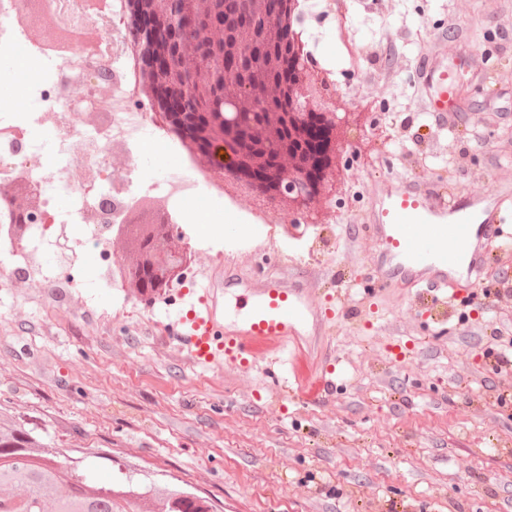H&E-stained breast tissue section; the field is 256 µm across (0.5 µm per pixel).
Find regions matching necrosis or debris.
<instances>
[{"instance_id": "4bbe7bcc", "label": "necrosis or debris", "mask_w": 512, "mask_h": 512, "mask_svg": "<svg viewBox=\"0 0 512 512\" xmlns=\"http://www.w3.org/2000/svg\"><path fill=\"white\" fill-rule=\"evenodd\" d=\"M23 0H0V55L24 56L39 64L37 76L28 83L23 96L0 100V130L15 128L24 121L28 133L19 140L0 137V180L11 176L24 180H45V198L53 200L58 189L70 191L74 202L69 209L52 214L53 225L64 229L73 224H87L86 216L98 211L102 199H109V221L123 223L128 212L138 208L145 196L163 192L170 201L167 218L170 224L191 223L197 211L211 208L249 225L259 232L265 224L263 208L257 202L225 192L224 182L199 169L193 158L185 154L179 142L156 125L147 105L136 102L121 105L109 102L110 119L106 126L89 130L74 121L68 110V92L77 82H90L102 76H114L126 66L125 60L110 55L84 54L80 43H72L58 52L53 39L33 40L18 11ZM37 98L41 111H27L28 98ZM50 117L57 133L56 154L48 156L31 131L43 117ZM158 142L174 156L177 165L165 185L145 180L139 170V157L145 143ZM82 237L73 239L65 260L42 269L39 286L49 287L60 278H76L75 261L79 250H97L106 286L117 287L123 279L119 238H105L96 225L87 224ZM48 227L31 224L23 246L0 257V288L11 287L34 267V258L53 250L54 240Z\"/></svg>"}]
</instances>
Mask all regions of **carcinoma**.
Wrapping results in <instances>:
<instances>
[{"mask_svg":"<svg viewBox=\"0 0 512 512\" xmlns=\"http://www.w3.org/2000/svg\"><path fill=\"white\" fill-rule=\"evenodd\" d=\"M54 447L37 439L22 423L0 433V488L19 489V498L0 495V512H145L152 489L123 490L90 485L82 474L66 491L60 490V471L51 462ZM156 512H217L213 501L181 489L165 491Z\"/></svg>","mask_w":512,"mask_h":512,"instance_id":"1","label":"carcinoma"}]
</instances>
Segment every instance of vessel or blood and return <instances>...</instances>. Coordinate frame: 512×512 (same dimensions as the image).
Returning <instances> with one entry per match:
<instances>
[{"label":"vessel or blood","instance_id":"1","mask_svg":"<svg viewBox=\"0 0 512 512\" xmlns=\"http://www.w3.org/2000/svg\"><path fill=\"white\" fill-rule=\"evenodd\" d=\"M419 76L423 81L426 109L454 112L460 91L448 85L445 56L422 59ZM444 186L410 181L389 193L367 219L368 231L380 242L385 254L396 257L392 267H376L374 286L363 298L340 288L336 298L323 310L318 333L332 335L338 314L358 322L373 314L376 289H413V304L425 308L429 318L447 320L446 290L459 283L456 269L467 264L469 274L482 276L491 267L493 242L502 237V226L512 220V187H499L480 206L460 208L447 205ZM322 269L302 273L281 271L275 276L246 282L244 302L232 327H223L210 293L179 309V336L191 355L202 364L223 358L225 364L248 369L264 366L271 379L282 382L284 391L303 392L310 370L326 364L325 356L307 349L299 341V323L304 310L316 302L314 285L325 280ZM293 351L284 361L285 351Z\"/></svg>","mask_w":512,"mask_h":512}]
</instances>
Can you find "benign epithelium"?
<instances>
[{
  "mask_svg": "<svg viewBox=\"0 0 512 512\" xmlns=\"http://www.w3.org/2000/svg\"><path fill=\"white\" fill-rule=\"evenodd\" d=\"M288 3V37L277 31L281 5ZM154 25L128 13L122 24L140 49L162 30L160 60L177 89L179 111L152 106L154 121L179 137L194 135L216 161L215 177L230 192L262 189V205L294 230L324 224L341 193L345 172L362 157V147L343 133L366 127L337 89L335 73L319 66L303 28L304 0H160ZM200 32L197 64L182 63L190 32ZM69 108L76 116L97 108L93 86H71ZM42 183L27 182L6 199L0 216L12 222L11 240L21 245L29 224H47ZM122 238L152 245L149 265L125 263L124 282L144 299L183 278L194 261L190 242L172 225L140 221L121 225Z\"/></svg>",
  "mask_w": 512,
  "mask_h": 512,
  "instance_id": "1",
  "label": "benign epithelium"
}]
</instances>
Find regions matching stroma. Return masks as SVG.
<instances>
[{"instance_id":"obj_1","label":"stroma","mask_w":512,"mask_h":512,"mask_svg":"<svg viewBox=\"0 0 512 512\" xmlns=\"http://www.w3.org/2000/svg\"><path fill=\"white\" fill-rule=\"evenodd\" d=\"M323 16L307 26L320 63L336 73L354 111L380 122L366 152L387 163L348 177L330 223L291 237L268 233L245 249L201 215L186 232L196 250H223L198 266L197 284L223 291L226 277L256 278L264 254L289 250L298 269L328 266L343 287L370 288L376 241L367 213L398 182L448 179V141L479 133L463 167L490 184L512 164V80L477 88L470 59L494 46L512 63V35L497 20L448 28V0H313ZM449 33L470 48L449 56L466 72L455 134L436 126L411 86L430 36ZM84 286L0 289V421L34 417L59 445L63 475L119 479V464L158 487L178 485L213 499L220 512H512V400L499 403L490 358L512 349V330L492 337L501 316L471 293L467 313L428 323L409 291L379 293L371 328L339 320L326 345L333 391L276 394L258 369L201 365L164 338L166 297L146 303L128 288H99L95 255L81 259ZM397 324L391 335L389 324Z\"/></svg>"}]
</instances>
